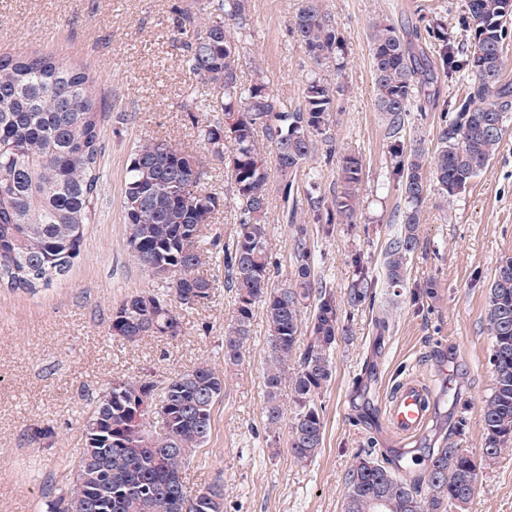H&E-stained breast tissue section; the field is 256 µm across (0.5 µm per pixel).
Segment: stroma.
I'll list each match as a JSON object with an SVG mask.
<instances>
[{
  "label": "stroma",
  "instance_id": "1",
  "mask_svg": "<svg viewBox=\"0 0 512 512\" xmlns=\"http://www.w3.org/2000/svg\"><path fill=\"white\" fill-rule=\"evenodd\" d=\"M202 0H0V55H50L83 68L104 107L101 186L95 219L88 225L80 258L51 287L34 292L0 288V512H46L66 495L73 466L84 446V419L91 405L118 379L144 378L163 386L176 373L207 364L224 375V394L213 412L207 444L190 458L183 478L189 493L221 486L224 512H343L347 473L354 457L372 451L389 463L426 464L447 446L458 419L466 428L462 447L482 453L481 413L491 393V340L485 302L495 269L512 256V124L489 168L454 202L430 186L419 228L421 246L402 287H390L382 252L397 232L393 211L403 207L397 191L384 189L386 119L375 101L369 33L388 19L398 27L443 21L458 35L465 0H324L343 33L348 58L343 71L316 67L293 42L288 28L301 0H249V27L240 36L241 82L262 67L287 109L302 101L306 77L319 71L345 92L336 100L331 143H318L301 177L296 207L280 193L273 151L265 157L268 248L280 277L292 272L291 236L284 213L314 224L309 197H332L344 154L364 160V182L356 223H336L329 234L311 236L315 273L341 298L340 338L333 374L316 396L323 412V445L299 464L288 452V427L269 440L264 425L263 374L267 325L255 312L244 360L224 361V326L234 297L224 284L222 243L232 239L239 212L221 156L203 141L213 112L195 101L207 87L181 65L174 9L198 10ZM466 75L439 81L424 122L405 132L434 149L440 108L461 93ZM164 140L190 154L207 192L223 200L203 235L199 273L210 284L208 298L175 306L177 336H145L131 342L113 335L110 317L125 295L152 290L156 280L137 264L128 246L122 199L134 143ZM361 257L377 281L374 305L353 307L344 298ZM432 296H423L424 287ZM388 326L379 329L377 317ZM437 394L434 420L402 456L379 426L391 389L408 377ZM470 512H512V449L485 462Z\"/></svg>",
  "mask_w": 512,
  "mask_h": 512
}]
</instances>
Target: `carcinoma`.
I'll use <instances>...</instances> for the list:
<instances>
[{"instance_id": "carcinoma-1", "label": "carcinoma", "mask_w": 512, "mask_h": 512, "mask_svg": "<svg viewBox=\"0 0 512 512\" xmlns=\"http://www.w3.org/2000/svg\"><path fill=\"white\" fill-rule=\"evenodd\" d=\"M506 0H466L458 20L467 33L461 46L440 23L410 33L389 21L373 23L369 48L375 96L387 121L391 174L404 197L393 212L400 230L386 243L383 267L388 283L401 286L420 246L422 204L431 173L447 199L462 193L494 159L512 114V83L503 79L505 49L512 40L506 26ZM208 20L178 10L174 28L183 47L182 66L210 90L212 112L222 120L204 126L203 136L224 156L234 185L239 220L224 245L226 287L234 309L224 328V361L242 360L255 308L268 326L267 367L263 376L264 417L275 432L285 420L279 403L283 385L292 391L288 447L298 463L321 448L323 418L314 399L331 379L332 354L340 335V300L319 283L305 224H287L293 240L291 279H278L268 253L269 171L256 139L257 126L276 155L280 190L294 196L297 176L316 145L328 138L336 96L343 92L314 74L305 81L302 104L289 111L256 70L248 84L238 81L241 52L229 26L248 22V0H206ZM291 38L317 66H344L346 41L322 0H302L289 28ZM470 76L444 112L434 152L419 143L405 146L401 133L428 111L425 89L453 74ZM103 107L90 89L89 75L49 56H0V286L34 292L48 288L80 256L91 208L98 195ZM191 156L166 141L133 148L122 201L128 245L143 270L163 290L125 297L112 311L115 336H131L145 300L165 328L180 323L172 310L178 293L210 288L196 274L201 262L202 226L222 200L201 188ZM363 158L343 156L342 189L331 200L310 198L316 215L351 223L359 203ZM347 301L374 302V281L361 268ZM314 302L304 317L307 302ZM491 338V394L482 409L484 457L494 459L512 447V256L496 267L486 308ZM224 393V377L198 365L169 378L161 389L145 379L110 388L92 407L86 426H98L100 439L84 444L69 495L52 512H224L218 486L207 488L211 506L188 494L183 472L212 431V411ZM161 403L165 418L154 425L137 420V400ZM480 463L455 440L427 460L420 482L396 475L372 454H357L346 477L344 512H449L473 499Z\"/></svg>"}]
</instances>
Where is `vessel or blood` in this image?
<instances>
[{
    "label": "vessel or blood",
    "mask_w": 512,
    "mask_h": 512,
    "mask_svg": "<svg viewBox=\"0 0 512 512\" xmlns=\"http://www.w3.org/2000/svg\"><path fill=\"white\" fill-rule=\"evenodd\" d=\"M435 401L423 383L415 379L400 382L384 413V427L398 447H406L428 427Z\"/></svg>",
    "instance_id": "b4317fda"
}]
</instances>
